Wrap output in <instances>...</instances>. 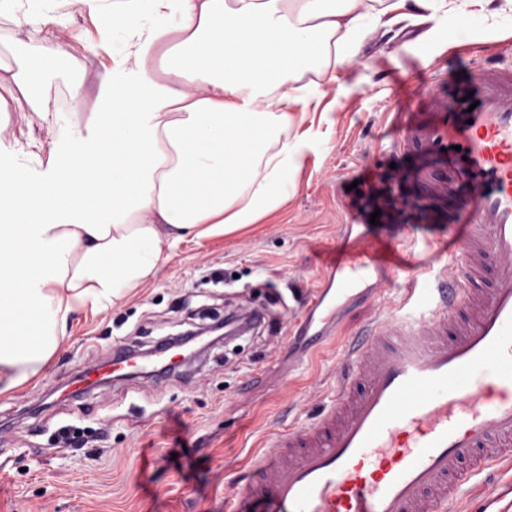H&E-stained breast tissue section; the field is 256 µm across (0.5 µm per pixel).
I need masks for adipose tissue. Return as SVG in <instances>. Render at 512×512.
I'll return each mask as SVG.
<instances>
[{
    "label": "adipose tissue",
    "mask_w": 512,
    "mask_h": 512,
    "mask_svg": "<svg viewBox=\"0 0 512 512\" xmlns=\"http://www.w3.org/2000/svg\"><path fill=\"white\" fill-rule=\"evenodd\" d=\"M421 21L472 27L512 0H398ZM24 58L0 67V122L48 131L0 140V395L29 382L74 314L126 300L187 238L279 209L317 131L305 128L376 0H0ZM80 47L100 66L85 112H53L36 60ZM316 81L292 86L296 73Z\"/></svg>",
    "instance_id": "adipose-tissue-1"
}]
</instances>
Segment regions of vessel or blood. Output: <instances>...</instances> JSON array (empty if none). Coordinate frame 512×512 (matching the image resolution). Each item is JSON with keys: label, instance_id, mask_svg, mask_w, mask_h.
<instances>
[{"label": "vessel or blood", "instance_id": "b4317fda", "mask_svg": "<svg viewBox=\"0 0 512 512\" xmlns=\"http://www.w3.org/2000/svg\"><path fill=\"white\" fill-rule=\"evenodd\" d=\"M453 98L429 96L406 113L396 144L412 165L391 175L460 203L447 266L422 277L398 251L378 253L342 225L360 249L321 270L299 334L334 335L353 306L389 291L386 269L407 271L405 298L348 345L330 407L258 449L254 477L227 512H462L458 488L492 468L512 471V69L477 70ZM128 360L158 372L118 345L71 380V396ZM498 475L480 485L485 506L512 493Z\"/></svg>", "mask_w": 512, "mask_h": 512}]
</instances>
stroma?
Instances as JSON below:
<instances>
[{"instance_id":"1","label":"stroma","mask_w":512,"mask_h":512,"mask_svg":"<svg viewBox=\"0 0 512 512\" xmlns=\"http://www.w3.org/2000/svg\"><path fill=\"white\" fill-rule=\"evenodd\" d=\"M488 66L512 67V22L460 38L411 19L370 27L336 82L322 87L309 120L326 138L306 152L298 189L281 209L229 234L184 242L134 297L74 317L37 379L0 395V421L13 423L0 431V512H225L265 436L330 405L343 347L375 314L369 304L353 307L334 341L297 361L308 341L296 324L318 285L319 257L357 214L350 185L408 167L393 148L394 116L414 105L418 91L451 97ZM417 202L437 215L436 224L416 226ZM454 219L452 205L412 195L397 223L368 225V238L426 263L447 244ZM254 308L279 322L280 332L219 343L189 361L183 378L129 379L78 399L51 393L111 346H148L184 322ZM67 423L106 429L96 459L55 445Z\"/></svg>"}]
</instances>
